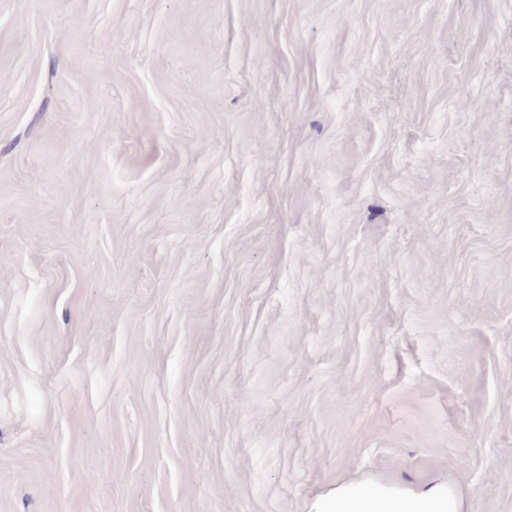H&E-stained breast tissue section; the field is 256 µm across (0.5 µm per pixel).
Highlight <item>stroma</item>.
<instances>
[{
  "instance_id": "35a3bbf8",
  "label": "stroma",
  "mask_w": 512,
  "mask_h": 512,
  "mask_svg": "<svg viewBox=\"0 0 512 512\" xmlns=\"http://www.w3.org/2000/svg\"><path fill=\"white\" fill-rule=\"evenodd\" d=\"M512 512V0H0V512ZM385 508L381 504L372 512H456L457 508L453 500H447L435 493H429L419 500H402L392 506Z\"/></svg>"
}]
</instances>
